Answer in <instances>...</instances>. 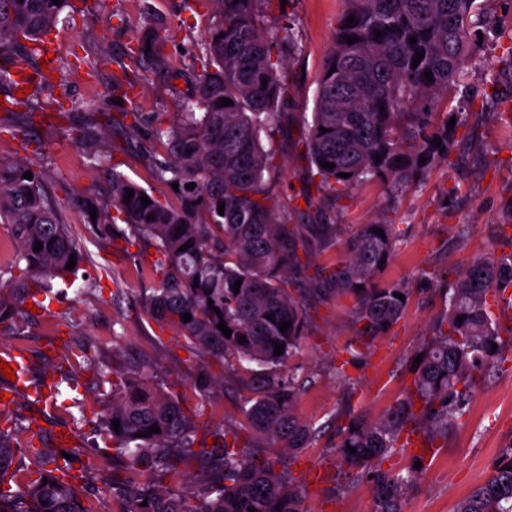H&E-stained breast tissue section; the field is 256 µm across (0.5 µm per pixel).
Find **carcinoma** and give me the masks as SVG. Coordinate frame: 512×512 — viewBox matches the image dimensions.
Returning <instances> with one entry per match:
<instances>
[{
	"instance_id": "1",
	"label": "carcinoma",
	"mask_w": 512,
	"mask_h": 512,
	"mask_svg": "<svg viewBox=\"0 0 512 512\" xmlns=\"http://www.w3.org/2000/svg\"><path fill=\"white\" fill-rule=\"evenodd\" d=\"M67 2L0 0V56L11 64L29 65L32 50L39 49ZM214 2L219 21L197 57L200 72L193 74L181 118L165 126L160 112L147 117L123 112L119 118L102 112L79 129V138L92 148L91 159L100 162L110 145L100 143L98 127L104 122L121 129L123 120L133 117V124L141 126L136 149L159 181L178 184L176 201H162L114 171L108 198L85 192L71 202L95 236L121 238L132 246L153 243L160 257L151 266L153 284L145 295L150 317L177 330L201 356L216 360L226 379L234 378L245 362L262 367V377L242 380L251 391L241 406L243 421L267 447L297 452L310 446L319 431L300 423L292 412L300 368L287 363L297 353L310 319L292 295V286L304 270L300 253L308 252L312 231H320L329 247L338 241L340 229L336 224L293 223L294 213L282 209L264 185L273 156L263 148L261 135L285 117L278 111L286 94L280 69L284 51L295 47L292 28L283 27V36L278 29L262 32L263 7L272 0ZM350 16L357 21L351 27ZM376 29L382 36L375 37ZM481 35L487 36V28L476 0H343L304 141L305 157L320 177L319 188L340 197L359 182L376 178L396 195L448 161L457 130L469 117L467 112L448 111V101L459 92ZM349 36L358 41L347 43ZM411 38L417 42L410 43ZM158 39L155 26L145 22L132 58L141 69L174 80L180 74L167 67ZM421 51L424 57L414 68L412 61ZM427 73L432 78H426ZM223 97L233 105H221ZM23 104L28 111H4L15 117L13 133L26 141L35 111L42 106L31 96ZM452 117L455 126L450 127ZM435 138L441 144L433 142ZM422 157L427 158L423 164ZM323 161L335 167L323 168ZM28 171L30 180L24 178ZM342 173L349 177H340ZM189 183L196 187L185 188ZM129 190L134 195L127 203ZM143 195L151 204L139 200ZM222 203L221 215L217 208ZM0 223L9 226L15 240L11 268L18 271L11 278L10 293H0V335L19 334L29 315L23 308L26 300L56 279L77 277L85 257L34 162L0 158ZM121 223L125 227H119ZM378 229L384 236L376 234ZM37 241L42 249L35 252ZM188 242L192 246L180 250ZM400 245L395 225L363 224L346 242V259L327 278L329 292L354 300L355 334L344 348L349 359L335 368L339 380H350L345 366L361 364L371 341L387 334L404 314L409 290L375 282L385 269L380 261L390 262ZM72 255L76 265L67 270ZM237 280L241 285L236 293ZM503 284H512V253L474 260L445 293L446 310L421 350L422 361L415 365L404 398L383 420L368 423L352 417L336 426V452L371 483L374 512H403L416 476L414 467L405 474L382 469L401 433L408 428L420 432L432 445L447 439L448 426L467 413L476 380L491 379L506 353H512V337L501 336L496 315L512 311V301L496 312L489 303ZM184 313L191 321H183ZM462 315L465 319L457 322ZM222 321L231 336L218 328ZM284 321L291 326L283 333L279 324ZM241 336L243 343L238 342ZM277 341L284 344L278 356ZM213 382L211 365L200 362L195 376L200 397H206ZM98 385L109 391L92 428L112 441V489L121 498L119 512H248L250 507L255 512H303L289 472H278L275 461L242 449L234 427L214 432L217 443L212 447H194L193 417L201 416L203 404L186 414L166 391L165 381L137 367L114 370L110 377L102 371ZM116 419L117 432L112 427ZM153 425L160 432L145 436ZM13 429L0 428V512H88L79 476L71 473L75 460L29 443L25 452L37 477H20L21 469L14 465L20 448L13 443ZM139 432L144 436H137ZM350 446L356 452L348 451ZM191 463L198 466L203 486L195 505L164 482ZM142 470L156 479L132 481L131 475ZM456 512H512V448L492 463L484 484L458 501Z\"/></svg>"
}]
</instances>
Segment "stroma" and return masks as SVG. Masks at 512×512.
<instances>
[{
  "instance_id": "35a3bbf8",
  "label": "stroma",
  "mask_w": 512,
  "mask_h": 512,
  "mask_svg": "<svg viewBox=\"0 0 512 512\" xmlns=\"http://www.w3.org/2000/svg\"><path fill=\"white\" fill-rule=\"evenodd\" d=\"M45 37L56 49L53 73L34 57L28 68L31 86L45 104L35 115L31 141L15 137L8 120L0 121V157L40 163L48 192L59 203L86 260L85 275L98 287L83 281L54 283L43 297V309L33 314L22 335H0V349L25 352L34 379L54 372L60 388L75 405L71 411L32 403L22 397L6 409L20 421L40 415L39 430H18L14 442L29 440L51 447L57 428H70L80 450L79 464L88 479L82 500L92 512H118L112 492L113 450L96 443L90 417L102 410L106 397L97 383V370L112 371L133 361L153 366L187 409L204 404L197 420V443L207 442L211 429L239 427L240 442L255 446L241 429L240 405L248 391L242 384L215 385L200 399L192 376L197 354L175 330L160 328L147 315L142 300L144 284L134 271L130 253L92 235L70 199L93 191L108 196L106 168L116 167L155 197H171L170 187L153 175L147 162L126 145L133 129L124 133L102 127L99 138L115 148L104 164L90 158L89 148L78 140L77 129L94 113L121 111L163 112L176 119L187 95L176 82H165L140 70L130 57L144 20L162 28L161 48L172 70L190 72L210 27L218 20L211 0H72ZM498 36L487 39L476 60L469 63L461 86L468 95L469 122L457 133V144L446 164L433 168L421 183L399 196L386 186L368 181L338 198L331 215L344 234L381 218L393 224L404 238L379 285L405 284L411 290L405 314L384 336L374 340L362 368L352 371L350 382L337 380L333 368L354 334L353 301L336 295L314 296L324 287L331 269L346 257L343 245L323 247L312 241L308 257L309 289L300 301L311 320L293 361L302 368L295 411L301 421L319 428L308 448L289 458L293 484L300 490L304 512H372L369 481L359 469L342 463L335 452L336 414L350 412L368 421L387 416L410 384L412 364L431 334L443 309L442 297L477 257L506 253L512 237V58L504 51L512 40V0H478ZM342 0H272L263 20L264 30L292 23L297 42L286 53L281 78L288 89L285 118L271 134L263 136L274 165L264 176L270 191L285 206L295 208L311 199L321 208L325 193L310 180L303 157L305 133L314 108L323 63L333 45ZM138 91L137 102L125 100L128 86ZM122 335L120 349L112 338ZM94 348L85 362L71 354L76 344ZM512 446V359L496 375L476 387L467 414L448 429V439L418 472L407 496L404 512H454L456 503L482 485L492 461Z\"/></svg>"
}]
</instances>
